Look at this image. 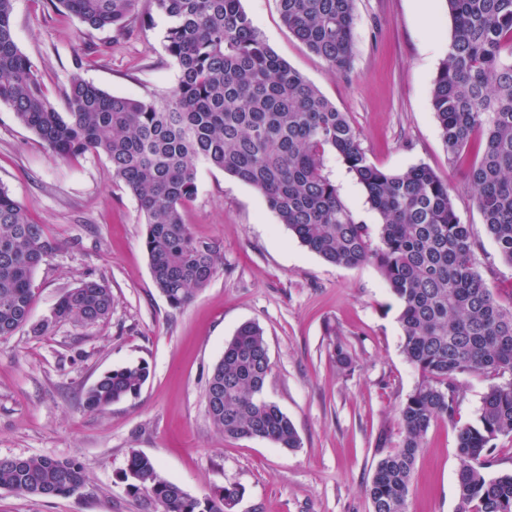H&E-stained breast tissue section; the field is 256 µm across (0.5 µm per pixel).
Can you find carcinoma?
Instances as JSON below:
<instances>
[{
	"mask_svg": "<svg viewBox=\"0 0 512 512\" xmlns=\"http://www.w3.org/2000/svg\"><path fill=\"white\" fill-rule=\"evenodd\" d=\"M14 0H0V104L56 157L104 155L112 175L144 213V247L155 288L180 309L218 271L223 245L195 237L182 210L197 195L202 161L252 186L311 252L336 266L372 264L400 304L402 349L421 381L399 409L402 439L377 463L371 512H408L411 475L429 428L455 418L457 377L502 379L486 392L477 421L457 435V512H512V472L498 465L493 441L512 435V301L488 288L475 259L472 225L462 223L448 183L425 165L389 172L372 164L347 115L280 59L241 0H151L171 19L166 50L180 76L167 96L114 95L86 81L75 60L67 111L50 103L42 79L18 48ZM139 0H50L87 29H122ZM452 20L448 52L432 83L431 107L448 163L478 142L466 172L482 224L512 265V0H443ZM291 33L331 69L354 56L355 0H278ZM336 153L381 219L378 243L356 221L325 173ZM60 242L0 187V337L29 329L47 335L61 323L110 318L112 289L87 277L52 314L32 324L34 272ZM270 357L259 324H242L224 346L205 389L214 427L231 438L300 445L286 413L263 396ZM148 365L108 371L88 388L84 407L103 413L139 394ZM144 512H230L239 491L194 497L165 479L156 462L131 452L123 475ZM83 466L46 455L0 458V488L55 498L85 486Z\"/></svg>",
	"mask_w": 512,
	"mask_h": 512,
	"instance_id": "obj_1",
	"label": "carcinoma"
}]
</instances>
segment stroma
I'll list each match as a JSON object with an SVG mask.
<instances>
[{"label":"stroma","instance_id":"obj_1","mask_svg":"<svg viewBox=\"0 0 512 512\" xmlns=\"http://www.w3.org/2000/svg\"><path fill=\"white\" fill-rule=\"evenodd\" d=\"M241 6L269 46L346 113L371 163L392 172L424 164L447 181L457 214L475 232L488 287L512 301V265L486 235L466 180L474 153L449 165L430 106L451 35L442 0L426 15L419 0H355V52L345 74L293 37L277 0ZM11 22L57 111L66 109L78 57L82 76L115 95L160 97L178 84L165 47L170 21L151 0H140L122 31L85 29L48 0H14ZM325 171L355 219L378 229V214L336 154L327 155ZM197 184L184 221L195 236L222 242V265L189 305L174 309L151 278L145 217L108 159L53 157L0 104V187L61 244L32 278V321L88 276L105 279L115 299L108 321L0 338V457L71 458L87 475L67 498L0 489V512H143L122 478L134 451L192 496L237 487L232 512H371L365 489L385 449L398 445V408L420 380L402 352L398 302L375 266H336L309 251L251 186L202 162ZM247 322L265 331L272 369L264 394L293 421L298 448L225 437L207 415L208 375ZM337 345L352 370L337 366ZM138 361L150 371L139 396L103 413L85 409L100 374ZM459 383L457 422L429 428L409 512H456L457 429L476 422L492 380L464 374Z\"/></svg>","mask_w":512,"mask_h":512}]
</instances>
